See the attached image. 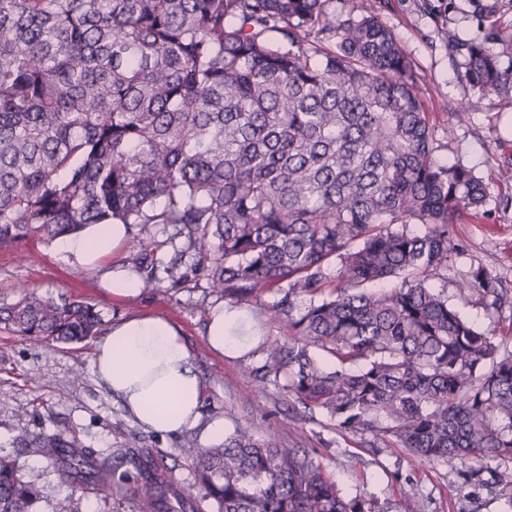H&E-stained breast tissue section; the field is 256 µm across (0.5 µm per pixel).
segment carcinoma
Listing matches in <instances>:
<instances>
[{"instance_id":"cac0c4a2","label":"carcinoma","mask_w":512,"mask_h":512,"mask_svg":"<svg viewBox=\"0 0 512 512\" xmlns=\"http://www.w3.org/2000/svg\"><path fill=\"white\" fill-rule=\"evenodd\" d=\"M325 2L0 0V251L92 224L171 226L212 291L281 295L291 341L268 345L255 390L285 374L336 429L419 462H494L490 480L470 469L469 481L512 488V351L448 297L449 228L483 209L488 178L438 154L412 61L377 15ZM464 2L483 36L445 32L458 81L512 95L504 0ZM135 263L156 287L153 249ZM454 288L491 316L512 307L481 266ZM104 325L78 298L0 303V326L37 342H87ZM34 445L89 466L97 487L129 482L118 468L131 448L112 463L74 435ZM181 454L203 490L192 512H372L274 436L187 438ZM170 489L163 471L133 486L137 512H171ZM40 498L0 455V512Z\"/></svg>"}]
</instances>
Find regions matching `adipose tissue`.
Here are the masks:
<instances>
[{
    "label": "adipose tissue",
    "instance_id": "ef3b65f1",
    "mask_svg": "<svg viewBox=\"0 0 512 512\" xmlns=\"http://www.w3.org/2000/svg\"><path fill=\"white\" fill-rule=\"evenodd\" d=\"M126 235L124 225L94 224L82 235L60 238L56 252L65 262L93 266ZM242 316L239 310L212 311L205 336L212 351L238 352L252 344L253 335L233 333ZM92 365L126 413L145 429L180 434L198 424L204 383L188 344L169 320L142 315L113 322L94 345Z\"/></svg>",
    "mask_w": 512,
    "mask_h": 512
}]
</instances>
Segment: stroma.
<instances>
[{"mask_svg": "<svg viewBox=\"0 0 512 512\" xmlns=\"http://www.w3.org/2000/svg\"><path fill=\"white\" fill-rule=\"evenodd\" d=\"M374 11L414 63L421 96L431 114L434 136L444 145L445 157L461 160L482 175L512 158V99L469 94L456 79L442 37L447 27L473 36L477 22L465 10L454 13L418 11L416 0H327L329 13L347 15L357 7ZM469 98L464 117H456V103ZM162 224L148 225L142 239H125L112 256L93 267L61 261L54 245L37 244L0 251V301L11 302L26 289L52 296L83 297L96 304L106 322L132 314H150L171 320L182 331L205 384L201 419L192 429L198 439L214 420L224 422L225 434L244 431L261 439L276 436L283 444L306 449L336 478L347 496L374 499L376 512H399L402 501L417 496L421 512H505L511 493L464 483L457 466L423 464L412 460L393 443L370 447L367 436L338 431L321 411H309L297 402L286 378L254 391V374L271 342L287 343L288 327L272 311L276 292L241 302L261 328V338L238 354L220 356L204 336L210 311L233 301L212 293L205 277L183 288H170L165 268L175 258L191 262L182 240L172 239ZM458 250L448 267L449 279L469 266H483L512 289V179L493 178L480 218L453 225ZM156 245V289L123 299L105 286L114 265L131 268L141 241ZM93 342L33 343L0 331V454L14 461L21 476L38 479L42 498L37 512H59L69 504L78 512H135L131 494L122 497L87 488L86 473L64 472L60 463L34 449L21 447L18 436L76 434L97 458L122 448H141L172 472L174 486L186 499L199 496L192 466L180 453L183 435L157 434L137 425L95 377Z\"/></svg>", "mask_w": 512, "mask_h": 512, "instance_id": "1", "label": "stroma"}]
</instances>
